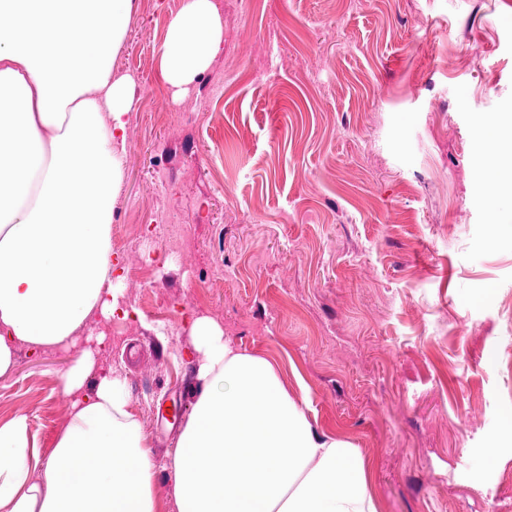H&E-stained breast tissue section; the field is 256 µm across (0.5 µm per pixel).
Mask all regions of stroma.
Returning <instances> with one entry per match:
<instances>
[{"instance_id": "obj_1", "label": "stroma", "mask_w": 512, "mask_h": 512, "mask_svg": "<svg viewBox=\"0 0 512 512\" xmlns=\"http://www.w3.org/2000/svg\"><path fill=\"white\" fill-rule=\"evenodd\" d=\"M181 2L136 0L114 61L138 101L112 254L129 316L97 319L96 374L126 379L165 465L208 316L370 460L382 512L512 503V166L488 170L512 0H215L224 46L177 96L160 51ZM84 344L19 347L0 377V421L27 415L40 456Z\"/></svg>"}]
</instances>
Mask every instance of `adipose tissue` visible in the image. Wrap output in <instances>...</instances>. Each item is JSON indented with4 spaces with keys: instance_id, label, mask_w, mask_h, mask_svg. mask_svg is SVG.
I'll use <instances>...</instances> for the list:
<instances>
[{
    "instance_id": "adipose-tissue-1",
    "label": "adipose tissue",
    "mask_w": 512,
    "mask_h": 512,
    "mask_svg": "<svg viewBox=\"0 0 512 512\" xmlns=\"http://www.w3.org/2000/svg\"><path fill=\"white\" fill-rule=\"evenodd\" d=\"M135 0H0V376L17 346L74 343L125 310L112 224L134 82L113 64ZM224 42L215 0H182L161 71L176 92ZM196 399L167 466L176 512H380L369 465L318 432L279 365L206 316L188 327ZM86 347L64 375L70 410L47 458L26 415L0 423V512H161L151 440L125 380L94 376Z\"/></svg>"
}]
</instances>
